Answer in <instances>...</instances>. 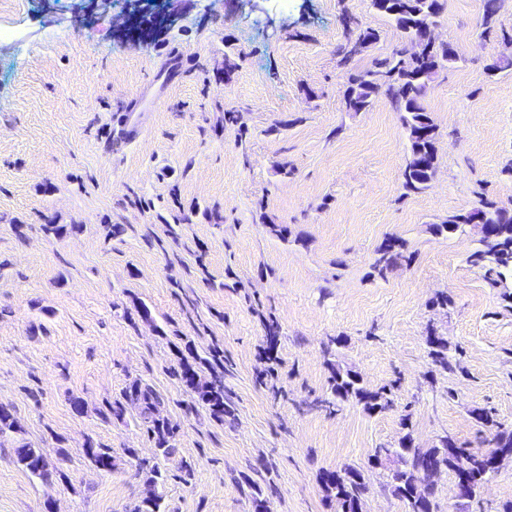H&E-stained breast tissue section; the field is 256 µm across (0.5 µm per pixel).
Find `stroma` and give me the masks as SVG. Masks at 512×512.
Masks as SVG:
<instances>
[{
    "mask_svg": "<svg viewBox=\"0 0 512 512\" xmlns=\"http://www.w3.org/2000/svg\"><path fill=\"white\" fill-rule=\"evenodd\" d=\"M177 9L148 46L117 35L125 0L0 13V404L59 472L42 482L1 444L0 512H132L143 478L127 461L94 468L89 439L156 460L166 512H251L246 481L266 488L268 512H334L320 474L347 464L366 469L364 512H405L368 466L375 448L408 433L423 448L446 435L483 451L491 435L471 409L512 423V280L492 286L468 263L475 229L431 231L482 195L512 208V70L487 71L512 48L484 33L480 0H445L437 33L461 60L424 100L438 169L408 195L399 113L382 97L356 114L343 105L346 68L406 44L371 0ZM368 28L377 40L341 66L340 47ZM59 31L67 40L50 41ZM176 51L194 66L168 80ZM133 97L141 133L115 143L112 110ZM48 217L66 234L45 235ZM389 238L411 260L380 275ZM433 333L458 368L432 364ZM215 349L233 410L221 423L173 374L182 355ZM336 363L392 388V405L313 409ZM134 379L179 425L174 456L157 457L136 412L105 419Z\"/></svg>",
    "mask_w": 512,
    "mask_h": 512,
    "instance_id": "obj_1",
    "label": "stroma"
}]
</instances>
